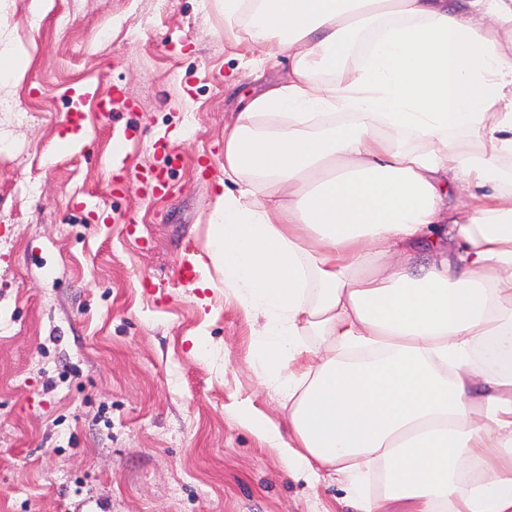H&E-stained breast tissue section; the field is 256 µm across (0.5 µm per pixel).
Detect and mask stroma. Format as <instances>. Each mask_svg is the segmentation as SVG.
I'll return each mask as SVG.
<instances>
[{
	"mask_svg": "<svg viewBox=\"0 0 512 512\" xmlns=\"http://www.w3.org/2000/svg\"><path fill=\"white\" fill-rule=\"evenodd\" d=\"M1 47L0 512H353L236 420L288 410L181 274L256 87L214 0H0ZM25 60L13 52H0V76L5 79L19 81L25 74Z\"/></svg>",
	"mask_w": 512,
	"mask_h": 512,
	"instance_id": "35a3bbf8",
	"label": "stroma"
}]
</instances>
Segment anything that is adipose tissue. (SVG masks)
Listing matches in <instances>:
<instances>
[{"instance_id":"adipose-tissue-1","label":"adipose tissue","mask_w":512,"mask_h":512,"mask_svg":"<svg viewBox=\"0 0 512 512\" xmlns=\"http://www.w3.org/2000/svg\"><path fill=\"white\" fill-rule=\"evenodd\" d=\"M219 3L225 38L290 60L224 126L205 243L201 288L288 402L287 428L239 423L310 482L346 474L356 512H512V0Z\"/></svg>"}]
</instances>
